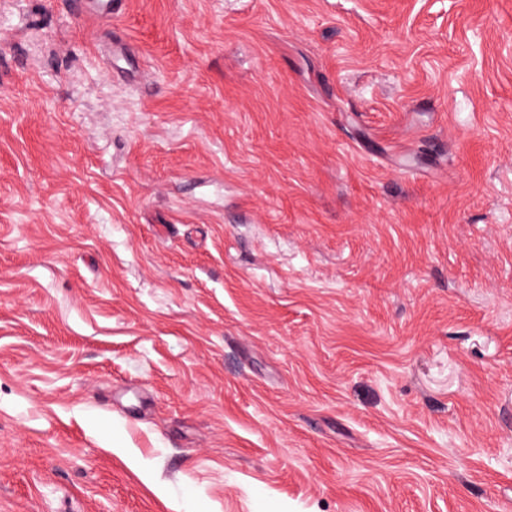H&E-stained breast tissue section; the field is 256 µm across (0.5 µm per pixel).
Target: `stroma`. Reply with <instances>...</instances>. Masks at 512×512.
Listing matches in <instances>:
<instances>
[{"instance_id":"obj_1","label":"stroma","mask_w":512,"mask_h":512,"mask_svg":"<svg viewBox=\"0 0 512 512\" xmlns=\"http://www.w3.org/2000/svg\"><path fill=\"white\" fill-rule=\"evenodd\" d=\"M0 512H512V0H0Z\"/></svg>"}]
</instances>
